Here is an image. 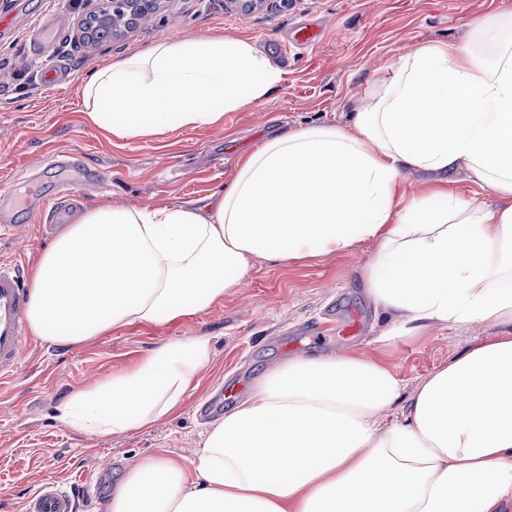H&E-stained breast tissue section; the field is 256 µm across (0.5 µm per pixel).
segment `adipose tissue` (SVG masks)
I'll list each match as a JSON object with an SVG mask.
<instances>
[{
    "label": "adipose tissue",
    "instance_id": "1",
    "mask_svg": "<svg viewBox=\"0 0 512 512\" xmlns=\"http://www.w3.org/2000/svg\"><path fill=\"white\" fill-rule=\"evenodd\" d=\"M281 72L246 40H161L84 80L87 119L119 139L214 125L259 102ZM470 173L494 202L405 200V171ZM373 240L364 285L401 334L500 328L433 372L401 419L388 369L355 354L293 356L208 429L190 461L141 458L106 512H503L512 502V11L468 44L401 55L344 126L266 139L207 198L87 208L29 271L34 335L76 345L135 323L194 316L256 260L334 256ZM209 337L162 343L72 392L65 426L112 436L174 413L211 360Z\"/></svg>",
    "mask_w": 512,
    "mask_h": 512
}]
</instances>
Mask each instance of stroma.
I'll return each instance as SVG.
<instances>
[{"label":"stroma","mask_w":512,"mask_h":512,"mask_svg":"<svg viewBox=\"0 0 512 512\" xmlns=\"http://www.w3.org/2000/svg\"><path fill=\"white\" fill-rule=\"evenodd\" d=\"M96 4L0 0V222L23 227L21 235L0 239V261L25 269L50 242L41 227L54 223L53 207L78 212L101 202L154 207L205 198L227 184L241 158L263 140L294 126L346 125L398 55L434 42L465 44L476 20L511 7L512 0H261L253 10L238 0H160L148 22L94 45L77 31ZM306 16L324 25L318 44L293 50L269 96L226 112L220 124L118 140L82 112L80 85L105 63L162 39L207 33L252 42L271 57ZM52 22L58 28L45 58L31 34ZM50 62L70 74L65 89L45 83ZM99 172L111 173V181L94 184ZM64 183L66 195L59 192ZM375 251L369 240L334 257L258 261L247 288L170 324H132L73 346L33 338L17 378L0 385V512H25L28 498L49 480L74 494L76 512H105L114 483L141 457L164 451L193 458L208 429L195 413L200 402L222 388L243 399L267 370L296 353L354 352L386 367L401 382V408L436 368L496 335L490 322L395 335L393 316L362 283ZM350 308L368 322L361 342L335 335L324 343L305 340L299 352L284 349L287 334L314 327L328 311ZM183 336L209 337L213 353L177 413L111 438L55 419L56 405L84 383Z\"/></svg>","instance_id":"stroma-1"}]
</instances>
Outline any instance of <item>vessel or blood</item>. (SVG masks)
Wrapping results in <instances>:
<instances>
[{
  "instance_id": "b4317fda",
  "label": "vessel or blood",
  "mask_w": 512,
  "mask_h": 512,
  "mask_svg": "<svg viewBox=\"0 0 512 512\" xmlns=\"http://www.w3.org/2000/svg\"><path fill=\"white\" fill-rule=\"evenodd\" d=\"M321 27L315 22L299 23L291 43L277 44L278 53H288L291 46H315ZM27 293L18 266L0 263V379L17 375L23 348L31 335L26 317ZM26 512H75L73 498L55 482L43 483L29 498Z\"/></svg>"
}]
</instances>
